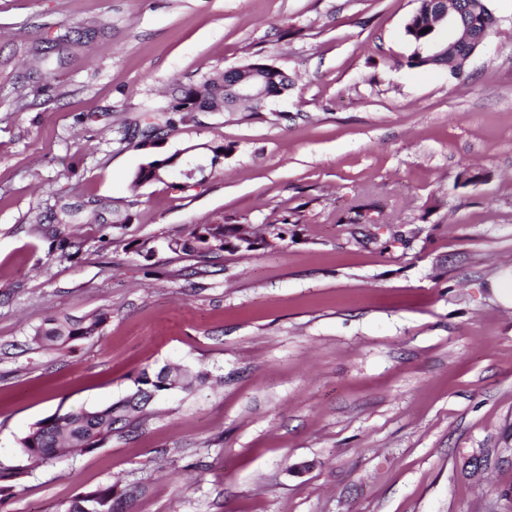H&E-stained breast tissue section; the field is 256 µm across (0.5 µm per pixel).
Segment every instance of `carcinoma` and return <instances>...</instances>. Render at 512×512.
I'll return each mask as SVG.
<instances>
[{
    "label": "carcinoma",
    "mask_w": 512,
    "mask_h": 512,
    "mask_svg": "<svg viewBox=\"0 0 512 512\" xmlns=\"http://www.w3.org/2000/svg\"><path fill=\"white\" fill-rule=\"evenodd\" d=\"M437 0H419V6L405 25V35L413 45L409 65L423 67L428 63L429 48L438 39L435 31V8ZM204 89L210 98H224V87L205 80L198 85L182 86L172 95L168 105L160 113V119L168 128H173L184 120L198 101V89ZM167 246L174 252L185 254H209L224 250V221L216 220L197 224L185 239H172ZM104 322V316L94 315L78 320L51 323L35 331L37 342L64 344L96 333ZM166 367L151 372L145 370L137 380V385L158 395L168 390L169 382ZM151 404L142 402L130 406L119 400L105 408L71 411L54 420L38 423L22 440L21 444L28 456L41 462L55 457L61 448H101L110 441L115 426L131 427L134 422L146 415ZM64 512H112V488H106L72 499Z\"/></svg>",
    "instance_id": "1"
}]
</instances>
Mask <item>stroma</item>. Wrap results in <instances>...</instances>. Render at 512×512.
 Wrapping results in <instances>:
<instances>
[{"instance_id":"obj_1","label":"stroma","mask_w":512,"mask_h":512,"mask_svg":"<svg viewBox=\"0 0 512 512\" xmlns=\"http://www.w3.org/2000/svg\"><path fill=\"white\" fill-rule=\"evenodd\" d=\"M486 4L458 79L408 66L417 0H0V512L107 487L116 512H512V0ZM259 58L287 95L154 150L223 145L210 178L132 189L174 83ZM219 218L294 235L167 249ZM166 364L207 381L101 448L23 452ZM103 322V314L78 320L67 319L65 322H53L49 326L36 330L33 339L36 342L64 344L68 341L94 335Z\"/></svg>"}]
</instances>
